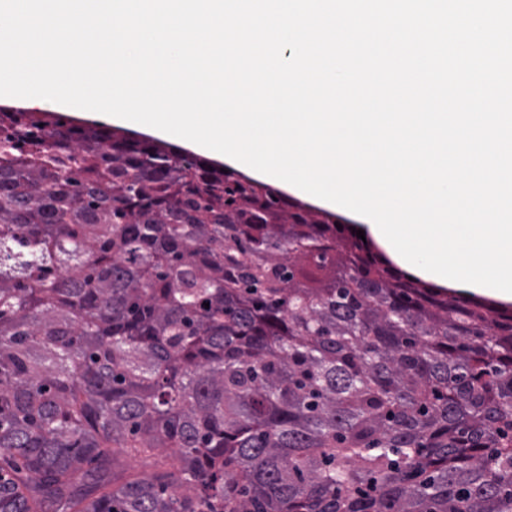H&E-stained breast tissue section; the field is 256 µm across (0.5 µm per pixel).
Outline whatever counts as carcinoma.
Wrapping results in <instances>:
<instances>
[{
	"label": "carcinoma",
	"mask_w": 512,
	"mask_h": 512,
	"mask_svg": "<svg viewBox=\"0 0 512 512\" xmlns=\"http://www.w3.org/2000/svg\"><path fill=\"white\" fill-rule=\"evenodd\" d=\"M335 222L0 109V512H512V315ZM366 242L372 246V248L377 251L378 253H380L385 259L386 261L400 274V275H403L404 277H410V278H413L415 280H417L419 283L425 285V286H428V287H431L433 288L434 290L436 291H448V294L450 295H453V296H456L458 299H461V300H467V301H470V300H482V301H485L486 303H488L489 305L493 306L494 308H496L498 311H501V312H506V313H512V301L511 299H509L508 302H503L501 300H497V299H494V298H490V297H486V296H481V295H478V294H475L473 292H470V291H467V290H462V289H453V288H447V287H441V286H438L432 282H428V281H425L421 278H418V277H415V276H412V275H409L407 274L406 272L402 271L396 264H394L386 255L385 253L369 238H366Z\"/></svg>",
	"instance_id": "1"
}]
</instances>
